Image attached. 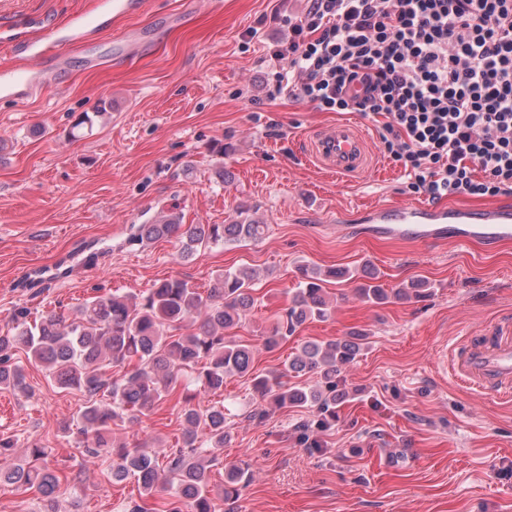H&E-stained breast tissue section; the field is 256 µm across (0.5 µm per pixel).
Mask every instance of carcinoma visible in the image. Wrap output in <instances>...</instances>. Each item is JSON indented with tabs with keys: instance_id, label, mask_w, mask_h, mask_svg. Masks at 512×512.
I'll list each match as a JSON object with an SVG mask.
<instances>
[{
	"instance_id": "carcinoma-1",
	"label": "carcinoma",
	"mask_w": 512,
	"mask_h": 512,
	"mask_svg": "<svg viewBox=\"0 0 512 512\" xmlns=\"http://www.w3.org/2000/svg\"><path fill=\"white\" fill-rule=\"evenodd\" d=\"M265 225L236 220L229 224H181L174 213L161 215L148 224L136 225L132 240L176 236L190 253L217 244H233L257 239ZM368 281L358 288L359 295L372 303L402 301L418 297L426 283L412 280L386 289L376 283L373 269H365ZM336 272L303 269L284 316L263 346L275 348L288 340L308 321L322 320L330 314L325 278ZM254 272L249 268L226 270L205 292L188 281L171 277L156 282L144 294H110L88 300L67 314L48 313L30 317L25 309L14 315V325L0 331V388L27 393L30 387L19 354L42 364L49 376L63 389L83 392L87 400L80 411L77 435L86 452L112 457V480L129 477L137 481L140 496L148 500L157 488L173 490V500L163 512H216L209 490V473L219 462L226 438L224 406L205 410L196 403L202 393L224 390L233 376L252 370L254 347L226 336L254 306ZM204 314L197 330L176 335L183 321ZM368 336L357 332L340 341H306L288 360V373L300 378L309 372L320 374L311 387L286 383L284 375L253 378L255 391L276 407L317 409V428L326 429V416L334 413L345 392L338 388L336 372L353 362ZM126 369L123 377L107 374L109 366ZM179 394L180 415L185 424L182 446L161 464L145 449L112 441V428L137 422L146 411L164 398ZM14 441L0 437V483L16 488L36 489L42 507L39 512H59L56 491L67 480L62 471L48 466L46 448L33 444L23 464L9 463ZM250 479L249 470L224 467V497L232 498L238 486Z\"/></svg>"
}]
</instances>
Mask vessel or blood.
<instances>
[{
  "mask_svg": "<svg viewBox=\"0 0 512 512\" xmlns=\"http://www.w3.org/2000/svg\"><path fill=\"white\" fill-rule=\"evenodd\" d=\"M143 4L144 0H95L92 12L72 14L64 25L45 28L36 37L0 30V44L8 45L16 58L14 65L0 67V99L30 100L64 67L72 46L104 32L112 33L118 55L145 52L146 42L127 25ZM309 146L319 165L339 177L359 174L371 163L366 137L348 122L322 129ZM356 219L366 224L370 235L410 243L494 244L512 238V208L500 206L472 210L420 203L372 204L358 209ZM485 336V342L470 344L455 357L452 372L470 388L511 396L512 330L495 327Z\"/></svg>",
  "mask_w": 512,
  "mask_h": 512,
  "instance_id": "b4317fda",
  "label": "vessel or blood"
}]
</instances>
